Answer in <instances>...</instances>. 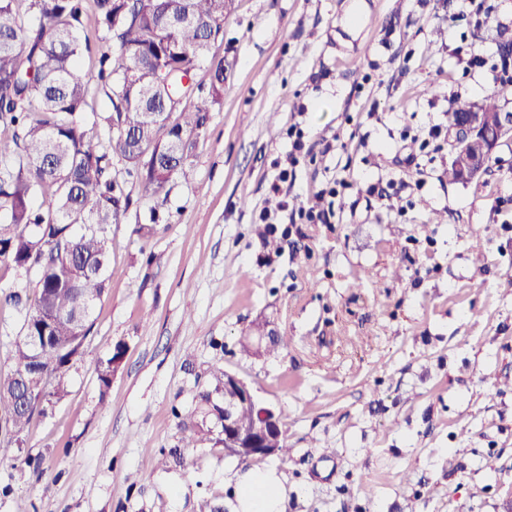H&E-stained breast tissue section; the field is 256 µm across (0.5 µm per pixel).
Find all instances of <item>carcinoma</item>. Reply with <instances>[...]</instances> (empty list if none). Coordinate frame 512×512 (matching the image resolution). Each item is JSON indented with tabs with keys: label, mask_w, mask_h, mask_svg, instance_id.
Here are the masks:
<instances>
[{
	"label": "carcinoma",
	"mask_w": 512,
	"mask_h": 512,
	"mask_svg": "<svg viewBox=\"0 0 512 512\" xmlns=\"http://www.w3.org/2000/svg\"><path fill=\"white\" fill-rule=\"evenodd\" d=\"M84 2L0 0V126L12 130V144H0V266L37 275L14 367L0 378L4 428L18 444L44 405L67 394L69 364L82 354L106 289L108 230L130 202L112 157L136 172L147 195L167 196L173 177H188L195 139L223 94L224 59L207 53L224 33L226 0H94L101 40L112 43L100 49L94 78L79 63L91 51ZM207 61L211 89L195 103V85L183 81ZM93 80L107 88L110 109L90 123L83 114ZM32 335L47 337L37 356ZM289 342L280 335L262 352L243 348L260 357ZM125 351L118 342L99 362L101 389ZM24 374L49 381L27 404L18 389ZM209 404L210 394L199 393L183 426Z\"/></svg>",
	"instance_id": "cac0c4a2"
}]
</instances>
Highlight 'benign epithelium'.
I'll return each instance as SVG.
<instances>
[{
	"instance_id": "7a95c632",
	"label": "benign epithelium",
	"mask_w": 512,
	"mask_h": 512,
	"mask_svg": "<svg viewBox=\"0 0 512 512\" xmlns=\"http://www.w3.org/2000/svg\"><path fill=\"white\" fill-rule=\"evenodd\" d=\"M485 121L482 113L469 112L448 130L455 145L451 157L457 162L468 182L476 181L484 175L500 140L512 134V113L500 112L496 118L495 138L489 140L483 149L472 150L470 146L478 139ZM227 380L239 388L240 399L259 407L260 419L255 421L252 428L245 429L237 422L235 404L226 402L224 407L215 408L216 416L224 426V454L239 457L249 448L256 457L275 455L277 449L266 447V443L269 434L279 429L277 409L259 402L249 385L238 376L229 373Z\"/></svg>"
}]
</instances>
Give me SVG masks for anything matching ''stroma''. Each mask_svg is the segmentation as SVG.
Here are the masks:
<instances>
[{
    "label": "stroma",
    "mask_w": 512,
    "mask_h": 512,
    "mask_svg": "<svg viewBox=\"0 0 512 512\" xmlns=\"http://www.w3.org/2000/svg\"><path fill=\"white\" fill-rule=\"evenodd\" d=\"M504 32L512 0H229L210 49L224 92L193 178L156 201L112 161L130 205L109 229L107 292L67 395L22 444L0 430V512H234L227 477L240 465L220 422L204 415L206 441L182 442L198 393L224 401L216 367L288 413L285 512H507L512 138L469 184L449 183L447 140L422 143L456 100L481 104L492 83L512 113ZM293 124L311 155L288 192L306 203L346 178L334 223L289 225L270 191ZM263 209L276 224L258 222ZM35 286L0 266V375ZM261 320L289 337L287 351H244ZM120 340L126 354L101 390L97 364ZM179 447L177 466L168 451Z\"/></svg>",
    "instance_id": "obj_1"
}]
</instances>
